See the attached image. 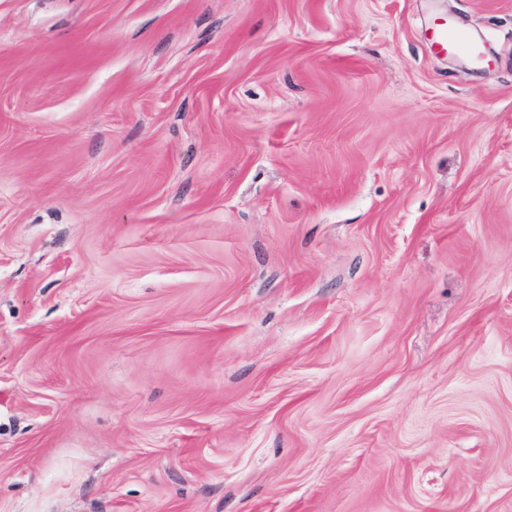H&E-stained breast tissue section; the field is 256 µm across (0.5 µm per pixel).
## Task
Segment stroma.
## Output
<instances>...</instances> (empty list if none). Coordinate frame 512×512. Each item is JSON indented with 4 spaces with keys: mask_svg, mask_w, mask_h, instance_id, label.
<instances>
[{
    "mask_svg": "<svg viewBox=\"0 0 512 512\" xmlns=\"http://www.w3.org/2000/svg\"><path fill=\"white\" fill-rule=\"evenodd\" d=\"M0 512H512V0H0ZM431 46L438 55L466 52L475 63L484 60V51L470 34L459 27L448 26L443 19H435L431 28Z\"/></svg>",
    "mask_w": 512,
    "mask_h": 512,
    "instance_id": "35a3bbf8",
    "label": "stroma"
}]
</instances>
